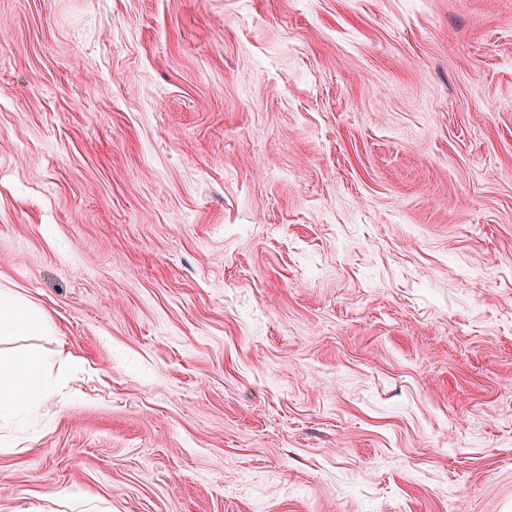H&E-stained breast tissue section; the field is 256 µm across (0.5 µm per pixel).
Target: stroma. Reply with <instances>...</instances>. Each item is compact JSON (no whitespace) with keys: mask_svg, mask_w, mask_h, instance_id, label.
<instances>
[{"mask_svg":"<svg viewBox=\"0 0 512 512\" xmlns=\"http://www.w3.org/2000/svg\"><path fill=\"white\" fill-rule=\"evenodd\" d=\"M0 273V512H512V0H0ZM50 328L41 310L23 302L12 288L0 289V336H35ZM43 357L37 351L20 356L0 357V416L13 411L29 397L42 398Z\"/></svg>","mask_w":512,"mask_h":512,"instance_id":"stroma-1","label":"stroma"}]
</instances>
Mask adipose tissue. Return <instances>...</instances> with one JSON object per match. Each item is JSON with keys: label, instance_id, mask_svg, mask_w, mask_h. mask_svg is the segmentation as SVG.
Here are the masks:
<instances>
[{"label": "adipose tissue", "instance_id": "obj_1", "mask_svg": "<svg viewBox=\"0 0 512 512\" xmlns=\"http://www.w3.org/2000/svg\"><path fill=\"white\" fill-rule=\"evenodd\" d=\"M49 328L41 310L23 302L13 289H0V336H35ZM42 366L43 358L35 351L0 357V412L21 407L28 398L43 397Z\"/></svg>", "mask_w": 512, "mask_h": 512}]
</instances>
